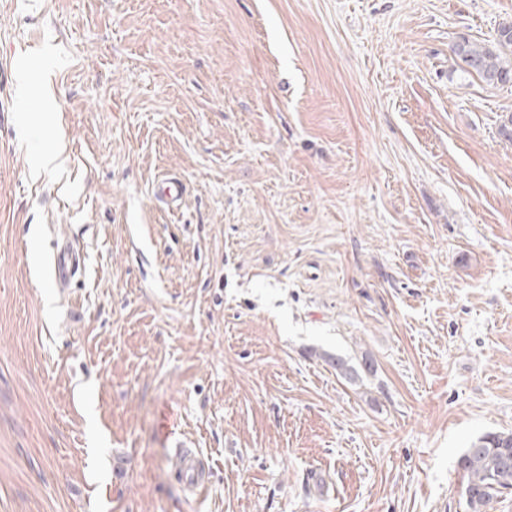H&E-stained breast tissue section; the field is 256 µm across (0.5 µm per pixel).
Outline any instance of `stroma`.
Segmentation results:
<instances>
[{
	"instance_id": "1",
	"label": "stroma",
	"mask_w": 512,
	"mask_h": 512,
	"mask_svg": "<svg viewBox=\"0 0 512 512\" xmlns=\"http://www.w3.org/2000/svg\"><path fill=\"white\" fill-rule=\"evenodd\" d=\"M506 19L0 0V512H469L459 456L512 432V84L451 47ZM186 181L177 175H165L157 180L154 191L155 200L170 212L178 211L187 195ZM81 264V259L76 256V249L69 241L57 243L56 253L52 262L53 280L60 288L70 283L72 276ZM184 455L185 466L187 469V479L191 483V487L197 493H203L207 487L206 481L201 478L203 471L201 461L196 453L189 448H179Z\"/></svg>"
}]
</instances>
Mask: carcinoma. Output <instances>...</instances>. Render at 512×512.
Here are the masks:
<instances>
[{
    "mask_svg": "<svg viewBox=\"0 0 512 512\" xmlns=\"http://www.w3.org/2000/svg\"><path fill=\"white\" fill-rule=\"evenodd\" d=\"M463 71L488 85L512 83V20L499 24L496 36L477 42L465 36L452 46ZM465 478L464 494L470 512H487L490 505L512 492V433L488 432L474 440L457 461Z\"/></svg>",
    "mask_w": 512,
    "mask_h": 512,
    "instance_id": "obj_1",
    "label": "carcinoma"
}]
</instances>
